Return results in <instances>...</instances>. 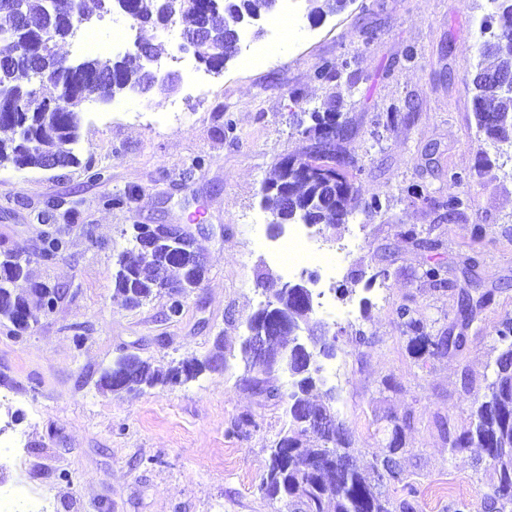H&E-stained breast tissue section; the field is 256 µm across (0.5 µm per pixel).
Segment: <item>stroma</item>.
<instances>
[{
  "mask_svg": "<svg viewBox=\"0 0 512 512\" xmlns=\"http://www.w3.org/2000/svg\"><path fill=\"white\" fill-rule=\"evenodd\" d=\"M490 11L488 0H352L320 24L303 22L272 64L229 62L205 104L183 79L148 101L122 95V112L93 98L76 164L0 167V240L28 258L31 282L60 291L52 311L33 309L22 335L0 323V418L23 437L19 458L0 466V482L25 481L48 512H284L258 491L282 408L246 386L240 345L266 299L260 272L289 279L270 252L283 234L272 229L260 191L274 164L302 144L291 102L310 112L337 92L358 204L327 234L328 244L354 245L334 256L338 312L321 316L338 337L323 362L336 370V414L362 465L384 450L394 420L405 421V480L386 484L385 496L397 501L412 488L416 512H448L452 499L482 512L495 471L481 449L450 454L439 424L468 428L493 377L497 331L512 317V159L482 168L491 145L464 85L481 60L480 23ZM327 63L347 65L355 88L341 93L318 79ZM173 103L182 116L157 122ZM389 112L402 122L379 127ZM97 169L108 181L92 180ZM454 172L468 206L450 223L442 203ZM116 196L124 204L112 205ZM375 197L381 210L365 209ZM137 224L181 225L204 253L206 278L177 319H168L166 298L130 309L114 294L113 264ZM51 225L69 248L47 262L39 251ZM411 226L424 244L404 237ZM437 263L447 286L422 277ZM380 267L390 272L383 282L373 277ZM486 291L493 298L459 354H413L400 306L416 309L436 335L459 327L465 296ZM344 309L352 319L341 318ZM77 335L85 338L79 348ZM219 340L222 367L193 381L137 394L98 386L120 355L164 366L210 355ZM245 418L253 428L237 432Z\"/></svg>",
  "mask_w": 512,
  "mask_h": 512,
  "instance_id": "35a3bbf8",
  "label": "stroma"
}]
</instances>
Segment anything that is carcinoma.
I'll return each instance as SVG.
<instances>
[{"instance_id":"cac0c4a2","label":"carcinoma","mask_w":512,"mask_h":512,"mask_svg":"<svg viewBox=\"0 0 512 512\" xmlns=\"http://www.w3.org/2000/svg\"><path fill=\"white\" fill-rule=\"evenodd\" d=\"M65 0H19V10L0 8V41L8 43V51L0 52V166L18 168L43 167L45 156L62 151L60 167L77 163L73 145L78 141L82 106L89 94L97 93L102 101H110L126 92L143 89L145 77L140 65L127 57L114 59L101 54L90 55L78 63L59 57L57 42L75 37L76 29L66 22L54 21L53 6H64ZM277 0H224V8L203 13L205 0H117L123 13L131 15L142 27L164 24L175 17L188 21L187 29L205 26L206 53L219 66L234 58L239 43L241 23L259 19L274 10ZM308 18L320 21L342 11L349 0H305ZM493 12L488 20H496L502 33L485 42V54L492 58L481 63L476 72L505 73L512 76V0H490ZM27 42L35 53L31 61L16 57V43ZM472 94L477 127L487 139L512 147V79L485 83L469 76L464 80ZM57 108L49 110L50 105ZM311 124L300 131L302 148L290 158L294 167L275 165V175L261 190V205L278 218V224H319L326 228L343 224L352 214L350 201L356 189L345 169L341 170L338 196L329 194L322 183L305 175L312 164L336 165L347 156L344 146L348 138L347 122H336V98H331L324 111L310 113ZM334 127L335 143L330 152L319 156L309 151L308 140ZM288 189L292 203H283L278 190ZM465 200L448 193L445 218L454 221L465 208ZM68 241L48 229L42 240L40 256L53 261L64 255ZM206 267L194 239L169 224L153 226L142 237V244L125 248L117 254L112 280L115 294L125 304L138 307L158 295L168 297V318L181 316L184 299L205 278ZM29 278L28 260L11 250L0 260V293L10 300L0 303V321L13 326L16 335L23 332L22 320L30 317L29 299L14 290L17 283ZM492 293L468 299L461 306V333L433 336L418 313L402 307L398 312L401 325L411 333L414 353L422 356H445L462 351L464 331L477 319V310L486 306ZM271 310L259 308L247 321V330L259 328L263 321L277 315L290 324H303L308 302L295 292L281 290L271 301ZM501 348L494 363V377L482 400L475 401L470 426L448 436L451 453L468 448L483 450L494 467L497 484L485 496L492 512H506L512 506V318L498 330ZM320 352L308 349L304 337L279 332L268 339L267 360L255 367L247 345H242V358L249 371L260 375L279 373L291 379L286 393L267 385L258 377L247 379L269 397L278 400L287 418L286 428L270 448L265 477L259 487L271 500L288 504L289 512H415V491L392 502L381 488L387 483L403 481L398 454L403 443H390L375 456L369 469L361 470L353 462L351 434L339 425L332 436H315L306 432L301 407L309 414L336 416L334 389L323 399L314 401L310 393L322 382ZM216 356L203 359L185 358L165 370L156 368L134 354L116 358L110 370L121 381H108L103 371L100 388L111 392H137L158 386L184 384L206 370L214 369Z\"/></svg>"}]
</instances>
